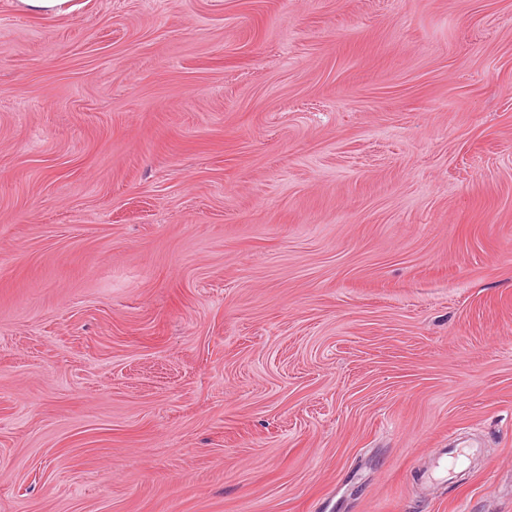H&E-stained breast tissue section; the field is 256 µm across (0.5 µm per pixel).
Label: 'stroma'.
I'll use <instances>...</instances> for the list:
<instances>
[{
  "mask_svg": "<svg viewBox=\"0 0 512 512\" xmlns=\"http://www.w3.org/2000/svg\"><path fill=\"white\" fill-rule=\"evenodd\" d=\"M72 4L0 0V512H512V0Z\"/></svg>",
  "mask_w": 512,
  "mask_h": 512,
  "instance_id": "stroma-1",
  "label": "stroma"
}]
</instances>
